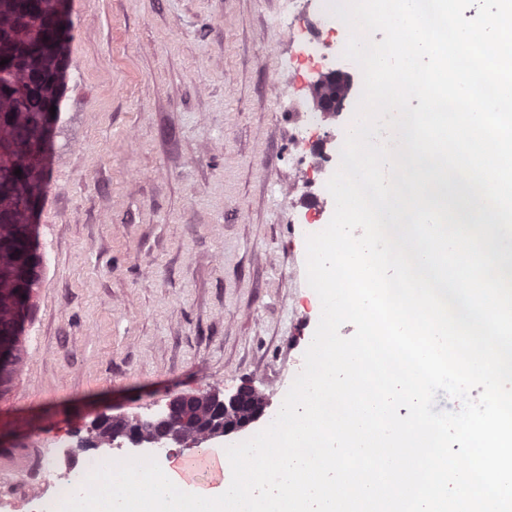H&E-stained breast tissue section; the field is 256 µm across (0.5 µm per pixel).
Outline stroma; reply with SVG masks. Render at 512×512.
Returning <instances> with one entry per match:
<instances>
[{"label": "stroma", "instance_id": "stroma-1", "mask_svg": "<svg viewBox=\"0 0 512 512\" xmlns=\"http://www.w3.org/2000/svg\"><path fill=\"white\" fill-rule=\"evenodd\" d=\"M73 22L50 183L37 216L43 281L0 395V512H30L11 484L36 448L99 414L129 418L180 394L248 386L276 410L304 366L315 317L292 221L331 168L295 158V95L321 69L306 40L332 37L287 0H69Z\"/></svg>", "mask_w": 512, "mask_h": 512}]
</instances>
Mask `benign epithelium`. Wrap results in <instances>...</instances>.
Masks as SVG:
<instances>
[{"instance_id": "7a95c632", "label": "benign epithelium", "mask_w": 512, "mask_h": 512, "mask_svg": "<svg viewBox=\"0 0 512 512\" xmlns=\"http://www.w3.org/2000/svg\"><path fill=\"white\" fill-rule=\"evenodd\" d=\"M29 62L34 76L44 82L48 100L55 99L67 70L66 56L59 44L51 39L37 41ZM350 90L351 82L346 73L321 74L313 91L316 110L328 116L337 115L343 110ZM38 207L37 202L30 204L29 223L14 226L29 241L34 239ZM34 287V271L30 266L16 264L0 271V302L11 307V316L0 318V380L3 382L10 375L12 356L20 340L22 321L32 304ZM263 412L254 390L244 386L227 398L216 394L178 395L169 402L165 414L146 423V427L152 447L172 454L175 448L185 445L190 433L206 440L238 433L257 422ZM124 421L121 416L99 415L95 418L97 428L103 429L110 422L115 434L127 437L132 446H139V429L124 426Z\"/></svg>"}]
</instances>
